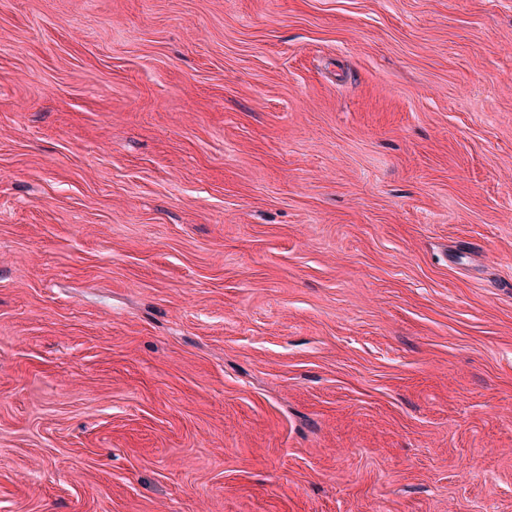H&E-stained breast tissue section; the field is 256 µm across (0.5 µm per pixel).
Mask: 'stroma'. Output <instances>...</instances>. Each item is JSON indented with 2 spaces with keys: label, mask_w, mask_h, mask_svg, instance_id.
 Listing matches in <instances>:
<instances>
[{
  "label": "stroma",
  "mask_w": 512,
  "mask_h": 512,
  "mask_svg": "<svg viewBox=\"0 0 512 512\" xmlns=\"http://www.w3.org/2000/svg\"><path fill=\"white\" fill-rule=\"evenodd\" d=\"M0 512H512V0H0Z\"/></svg>",
  "instance_id": "1"
}]
</instances>
